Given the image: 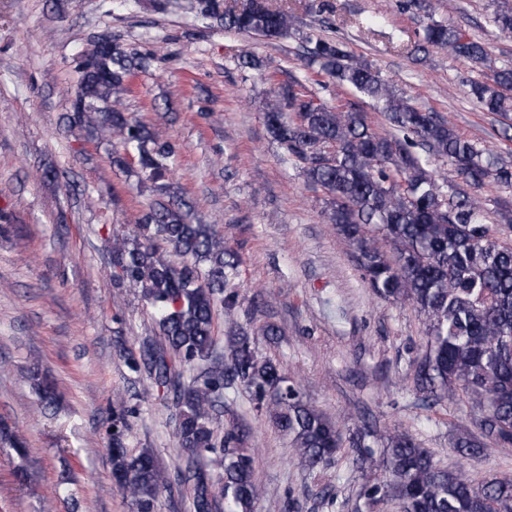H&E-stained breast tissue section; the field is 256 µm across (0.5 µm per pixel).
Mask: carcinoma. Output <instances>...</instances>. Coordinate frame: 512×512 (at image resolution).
<instances>
[{"label":"carcinoma","mask_w":512,"mask_h":512,"mask_svg":"<svg viewBox=\"0 0 512 512\" xmlns=\"http://www.w3.org/2000/svg\"><path fill=\"white\" fill-rule=\"evenodd\" d=\"M403 11L427 19L414 52L442 50L483 67L487 45L450 21H437L431 0H399ZM187 14L216 17L224 29L279 38L296 18L264 0L225 7L223 0H184ZM490 23L512 34V4L497 3ZM314 73L374 102L394 133L380 135L353 102L317 101L299 80L271 91L264 109L270 137L301 164L307 183L327 197L325 221L354 247L356 262L376 296L415 311L426 326V352L417 362V389L440 400L467 403L481 436L464 430L455 439L463 457L482 456L488 444L512 445V241L485 222L483 188H512V166L459 134L437 112L397 93L370 66L336 39H308ZM157 62L112 41L92 45L77 63L72 126L112 144L113 162L137 159L152 198L131 233L112 241V281L141 289L153 309L158 336L142 339L127 354L131 370L146 376L145 392L176 410L174 433L187 453L191 512H255L262 489L244 434L219 420L224 389L240 384L254 394L274 427L288 437L306 472L324 471L342 456L389 476L369 481L362 495L371 504L387 498L399 512H512V481L474 482L461 470L438 466L429 452L396 427L380 435L342 430L305 401L276 361L258 356L254 332L239 323L236 283L239 258L216 225L203 224L181 187L168 178L176 146L157 125L125 112L132 80ZM482 112L512 117V66L469 83ZM445 160L454 178L437 177L432 161ZM389 244L384 252L375 234ZM228 330L215 336V316ZM44 406L58 394L40 369H29ZM0 447L22 456L21 438L0 422ZM114 487L136 512H158L171 487V471L153 450L134 453L124 431L112 432L109 448Z\"/></svg>","instance_id":"1"}]
</instances>
